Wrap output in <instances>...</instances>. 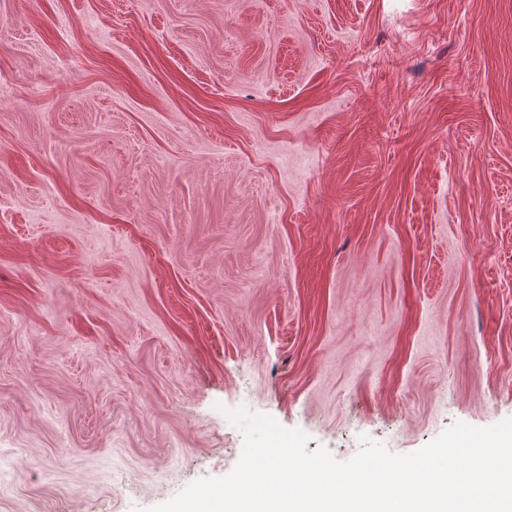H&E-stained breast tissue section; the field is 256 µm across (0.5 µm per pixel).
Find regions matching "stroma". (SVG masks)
I'll use <instances>...</instances> for the list:
<instances>
[{
  "mask_svg": "<svg viewBox=\"0 0 512 512\" xmlns=\"http://www.w3.org/2000/svg\"><path fill=\"white\" fill-rule=\"evenodd\" d=\"M238 407L512 419V0H0V512L227 476Z\"/></svg>",
  "mask_w": 512,
  "mask_h": 512,
  "instance_id": "obj_1",
  "label": "stroma"
}]
</instances>
